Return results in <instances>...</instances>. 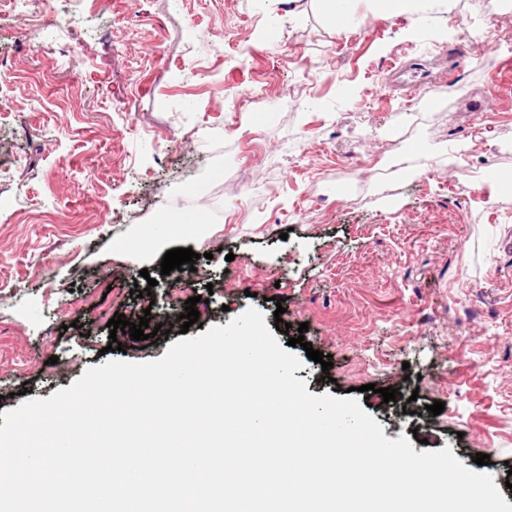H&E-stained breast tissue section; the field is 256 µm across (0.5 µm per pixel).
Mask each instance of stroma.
I'll use <instances>...</instances> for the list:
<instances>
[{
    "label": "stroma",
    "instance_id": "stroma-1",
    "mask_svg": "<svg viewBox=\"0 0 512 512\" xmlns=\"http://www.w3.org/2000/svg\"><path fill=\"white\" fill-rule=\"evenodd\" d=\"M304 7L53 0L28 39L0 0V95L15 103L0 119V413L180 341L161 254L113 250L147 248L143 230L183 194L206 219L170 242L197 253L209 298L189 337L250 307L266 326L283 319L279 344L300 335L332 358L326 372L293 347L308 393L357 388L384 436H417L415 452L448 447L471 470L489 455L484 471L512 504V185L485 180L512 167V49L469 66L482 93L462 100L441 79L456 19L484 37L482 0L420 19L360 0L364 23L341 35L316 0ZM400 67L433 86L406 121ZM253 85L263 100L236 111ZM463 147L477 176L454 194L443 181ZM117 312L164 330L111 334ZM113 336L121 350H108Z\"/></svg>",
    "mask_w": 512,
    "mask_h": 512
}]
</instances>
